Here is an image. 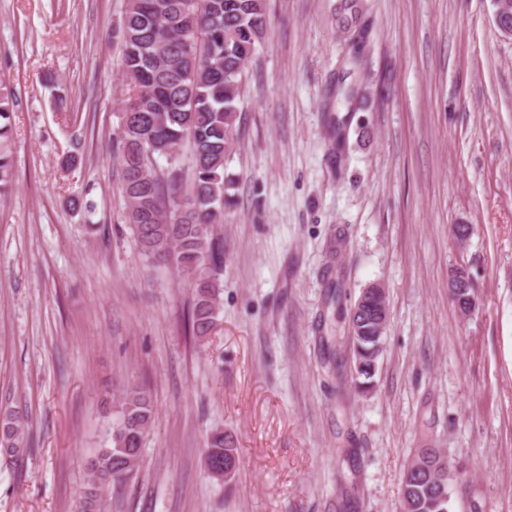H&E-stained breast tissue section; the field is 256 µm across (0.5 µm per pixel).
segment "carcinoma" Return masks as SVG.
<instances>
[{
    "label": "carcinoma",
    "mask_w": 512,
    "mask_h": 512,
    "mask_svg": "<svg viewBox=\"0 0 512 512\" xmlns=\"http://www.w3.org/2000/svg\"><path fill=\"white\" fill-rule=\"evenodd\" d=\"M365 14V0H336V28L345 34L365 33ZM266 30V0H127L121 25L113 32L130 93L122 115L133 117L120 126L115 150L126 220L146 262L169 264L192 279L187 322L199 341L210 336L220 309L215 270L224 261V243L214 231L232 206L224 166L238 139L248 65ZM363 53L364 47L352 45L339 63L342 73L357 70ZM365 98L359 84H336V100L349 112ZM11 137L9 95L0 92V195L13 180ZM185 145L192 156L187 173L180 155ZM341 288L337 278L329 283L326 307L336 311V319L348 321L351 310L342 305ZM374 334L372 323H363L349 359L325 346L336 376L349 372L360 389L369 388L375 375ZM155 414L150 390L136 381L127 383L110 446L88 462L79 512H100L103 491L133 477ZM28 431V418L20 411L1 412L0 456L30 451ZM228 451L238 454L234 442L220 431L212 433L205 446L210 463L224 464ZM432 457L439 466L431 473L402 478L403 512H450L448 465L441 464L439 449H432Z\"/></svg>",
    "instance_id": "carcinoma-1"
}]
</instances>
